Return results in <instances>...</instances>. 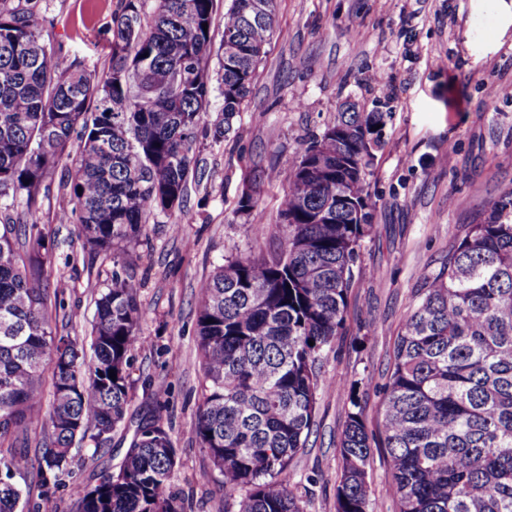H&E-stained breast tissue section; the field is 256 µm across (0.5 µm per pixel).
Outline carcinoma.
<instances>
[{
    "label": "carcinoma",
    "instance_id": "carcinoma-1",
    "mask_svg": "<svg viewBox=\"0 0 512 512\" xmlns=\"http://www.w3.org/2000/svg\"><path fill=\"white\" fill-rule=\"evenodd\" d=\"M37 0H0V449L35 422L39 495L65 485L75 441L100 446L124 422L139 336L138 283L123 255L148 219L182 208L196 130L210 107L215 0H117L102 77L45 40ZM276 33L274 0H231L224 12L220 97L230 138ZM385 112L339 110L282 171L257 169L237 212L258 206L264 180L284 187L279 243L232 257L197 297L205 385L195 435L237 512H306L288 470L309 445L322 362L335 347L372 222L369 178ZM81 146L67 152L74 134ZM70 161L68 205L84 248L112 256L97 292L90 346L52 327L64 308L45 266L54 243L40 222L48 180ZM212 323H207V320ZM314 345H309V342ZM383 386L380 441L398 512H512V193L461 229L403 320ZM116 379L109 377V372ZM50 376L52 395L41 386ZM338 455L336 512H370L358 382ZM172 439L159 420L138 427L116 473L71 488L73 512H183L171 491ZM0 454V512L30 491Z\"/></svg>",
    "mask_w": 512,
    "mask_h": 512
}]
</instances>
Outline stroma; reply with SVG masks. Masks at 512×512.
Masks as SVG:
<instances>
[{"instance_id": "obj_1", "label": "stroma", "mask_w": 512, "mask_h": 512, "mask_svg": "<svg viewBox=\"0 0 512 512\" xmlns=\"http://www.w3.org/2000/svg\"><path fill=\"white\" fill-rule=\"evenodd\" d=\"M116 0H40L38 22L54 44L89 71L106 72V30ZM277 34L245 103L235 138L211 140L222 122L219 54L209 62L211 106L198 129L181 211L157 216L136 247L131 274L142 314L129 367L132 399L125 427L107 444L75 443L71 469L91 484L118 470L137 426L161 419L176 449L173 490L186 512H226L218 475L195 436L203 373L196 300L230 255L256 252V225L273 227L283 188L267 183L260 207L237 214L256 166H293L301 144L319 135L345 101L388 113L376 153L372 227L360 257L336 350L326 377L358 381L369 431L380 433L383 391L394 341L424 277L436 273L463 225L488 216L512 191V28L501 30L493 0H275ZM380 82H371L372 74ZM58 191L44 198L41 226L58 247L47 264L62 293L59 333L87 339L97 288L112 261L82 248L77 228L61 223ZM181 230L172 233V222ZM164 388L154 398L155 388ZM349 408L347 394H318L314 432L295 457L290 488L308 512H336V452ZM314 484H307L306 476ZM371 512H397L387 494L389 457L373 449L368 466Z\"/></svg>"}]
</instances>
